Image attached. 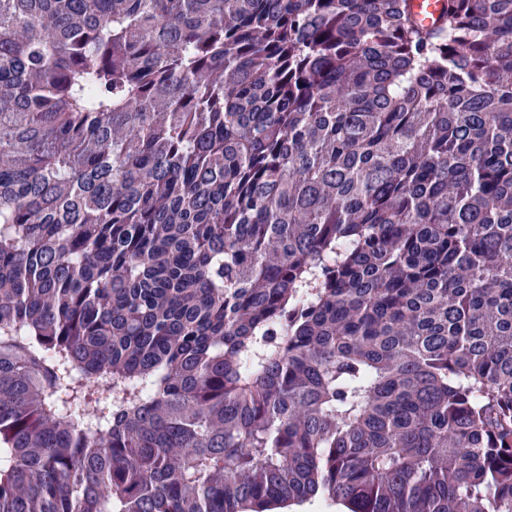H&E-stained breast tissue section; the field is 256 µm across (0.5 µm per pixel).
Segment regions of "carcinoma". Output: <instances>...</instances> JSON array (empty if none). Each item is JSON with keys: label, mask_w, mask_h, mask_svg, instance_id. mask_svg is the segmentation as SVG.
I'll use <instances>...</instances> for the list:
<instances>
[{"label": "carcinoma", "mask_w": 512, "mask_h": 512, "mask_svg": "<svg viewBox=\"0 0 512 512\" xmlns=\"http://www.w3.org/2000/svg\"><path fill=\"white\" fill-rule=\"evenodd\" d=\"M0 0V512H512V0Z\"/></svg>", "instance_id": "obj_1"}]
</instances>
